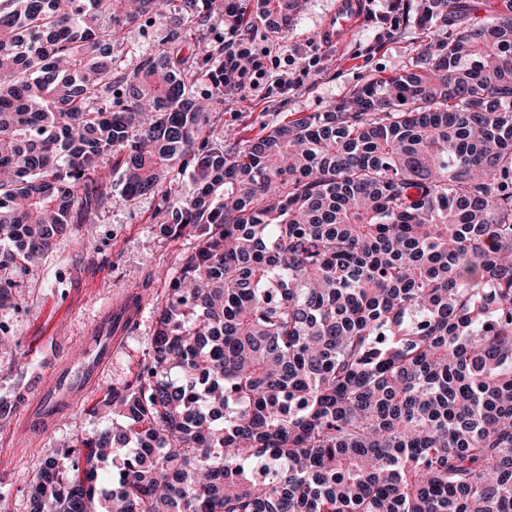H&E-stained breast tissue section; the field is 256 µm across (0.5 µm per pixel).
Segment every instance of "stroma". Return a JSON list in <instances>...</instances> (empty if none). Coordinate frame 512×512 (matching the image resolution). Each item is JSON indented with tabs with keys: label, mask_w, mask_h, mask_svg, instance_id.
Returning <instances> with one entry per match:
<instances>
[{
	"label": "stroma",
	"mask_w": 512,
	"mask_h": 512,
	"mask_svg": "<svg viewBox=\"0 0 512 512\" xmlns=\"http://www.w3.org/2000/svg\"><path fill=\"white\" fill-rule=\"evenodd\" d=\"M334 0H305L303 9L279 40L265 36L260 22L229 25L221 17L210 23L209 37L225 43L244 42L253 52L287 75L289 58L320 56L317 74L280 92L275 83L228 89L224 103L210 113L209 123L240 138H252L263 128L340 104L371 77L400 72L444 27L421 25L420 0H364L358 28L341 46L321 42L318 28ZM169 21L127 26L123 32L126 66L140 53L168 39ZM164 204L162 194L130 204L105 199L82 227H70L56 237L39 263L27 271L0 269L9 296L0 303V324L9 327L0 347V400L14 403L13 414L0 420V512H30L34 480L45 464V449L73 445L99 432L109 420L93 407L104 393L132 379L148 362L154 334V305L162 299L183 260L197 246L195 234L163 233L154 214ZM96 239L94 251L82 249L84 239ZM138 289L145 293L144 311L127 332L100 385L51 432L31 441L21 427L22 406L41 390L50 359L74 355L80 335L108 302Z\"/></svg>",
	"instance_id": "1"
}]
</instances>
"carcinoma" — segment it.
<instances>
[{"mask_svg": "<svg viewBox=\"0 0 512 512\" xmlns=\"http://www.w3.org/2000/svg\"><path fill=\"white\" fill-rule=\"evenodd\" d=\"M302 0H255L269 34ZM422 0L448 36L328 112L224 144V0H0V267L107 198L198 249L118 421L46 449L32 512H512V0ZM176 20L112 80L123 30ZM265 475L256 476L257 469ZM180 163L176 164L175 171L165 174L163 177V185L169 187V181L173 177L172 184V199L185 201L192 199L197 195L198 186L191 173V167H188L185 171H177V167Z\"/></svg>", "mask_w": 512, "mask_h": 512, "instance_id": "1", "label": "carcinoma"}]
</instances>
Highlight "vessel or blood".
<instances>
[{
    "mask_svg": "<svg viewBox=\"0 0 512 512\" xmlns=\"http://www.w3.org/2000/svg\"><path fill=\"white\" fill-rule=\"evenodd\" d=\"M363 0H336L319 30L329 44L344 45L356 30ZM142 303L126 294L108 303L87 336L78 343V354L59 361L48 372V382L28 406L24 425L32 432H48L63 414L94 390L121 342L129 322L141 312Z\"/></svg>",
    "mask_w": 512,
    "mask_h": 512,
    "instance_id": "obj_1",
    "label": "vessel or blood"
}]
</instances>
